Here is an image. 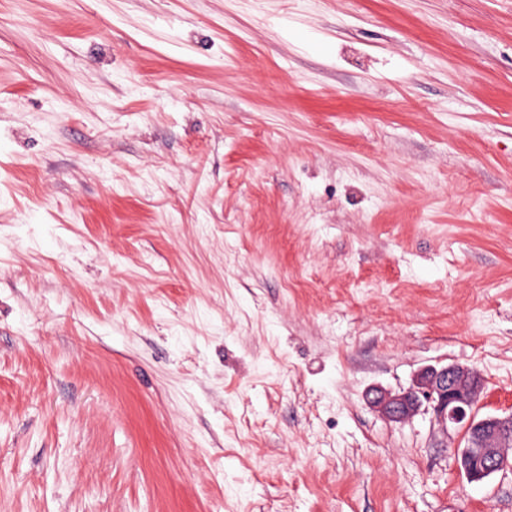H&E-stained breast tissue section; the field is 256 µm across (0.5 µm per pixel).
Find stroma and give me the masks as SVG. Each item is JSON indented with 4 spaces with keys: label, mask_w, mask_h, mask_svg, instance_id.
<instances>
[{
    "label": "stroma",
    "mask_w": 512,
    "mask_h": 512,
    "mask_svg": "<svg viewBox=\"0 0 512 512\" xmlns=\"http://www.w3.org/2000/svg\"><path fill=\"white\" fill-rule=\"evenodd\" d=\"M512 0H0V512H512ZM484 388L481 374L474 368L447 364L425 366L407 389L393 392L382 387L371 389L367 404L391 423L409 422L422 407L431 408L437 421L461 427L464 448L457 450V464L471 483H480L505 462V448L511 445L512 415L476 419V407Z\"/></svg>",
    "instance_id": "35a3bbf8"
}]
</instances>
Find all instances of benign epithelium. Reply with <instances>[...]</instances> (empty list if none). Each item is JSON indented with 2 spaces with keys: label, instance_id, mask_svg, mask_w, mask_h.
Instances as JSON below:
<instances>
[{
  "label": "benign epithelium",
  "instance_id": "7a95c632",
  "mask_svg": "<svg viewBox=\"0 0 512 512\" xmlns=\"http://www.w3.org/2000/svg\"><path fill=\"white\" fill-rule=\"evenodd\" d=\"M484 388L474 368L447 364L425 366L410 387L393 392L376 387L366 395L367 404L383 419L396 424L409 422L421 408L433 411L443 426L463 429L465 445L457 450V464L471 483H480L505 462V448L512 445V415L476 419V407Z\"/></svg>",
  "mask_w": 512,
  "mask_h": 512
}]
</instances>
